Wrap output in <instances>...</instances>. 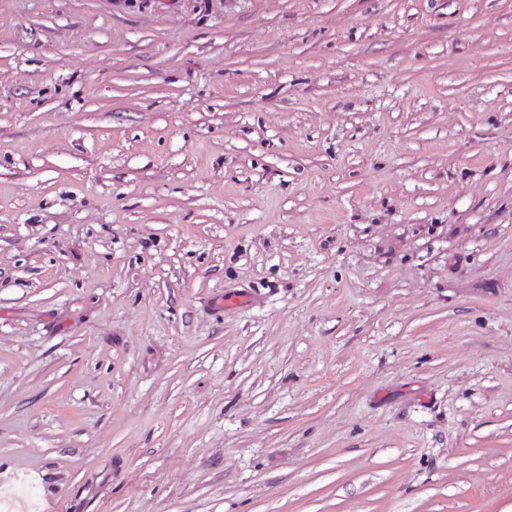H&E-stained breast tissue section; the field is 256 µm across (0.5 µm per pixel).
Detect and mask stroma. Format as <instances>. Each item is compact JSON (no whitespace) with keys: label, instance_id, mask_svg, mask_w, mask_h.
Returning <instances> with one entry per match:
<instances>
[{"label":"stroma","instance_id":"1","mask_svg":"<svg viewBox=\"0 0 512 512\" xmlns=\"http://www.w3.org/2000/svg\"><path fill=\"white\" fill-rule=\"evenodd\" d=\"M512 512V0H0V494Z\"/></svg>","mask_w":512,"mask_h":512}]
</instances>
